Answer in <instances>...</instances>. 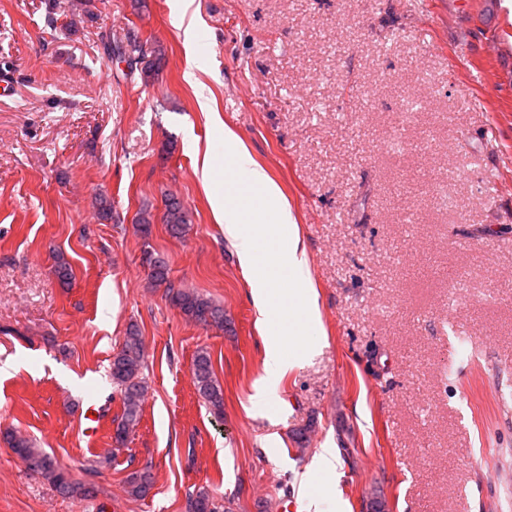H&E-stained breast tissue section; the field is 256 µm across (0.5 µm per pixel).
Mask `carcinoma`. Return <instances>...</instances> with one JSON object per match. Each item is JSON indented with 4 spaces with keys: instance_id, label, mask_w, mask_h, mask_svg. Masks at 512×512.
Masks as SVG:
<instances>
[{
    "instance_id": "cac0c4a2",
    "label": "carcinoma",
    "mask_w": 512,
    "mask_h": 512,
    "mask_svg": "<svg viewBox=\"0 0 512 512\" xmlns=\"http://www.w3.org/2000/svg\"><path fill=\"white\" fill-rule=\"evenodd\" d=\"M125 40L126 44L117 43L112 51L128 55L132 63L140 66L144 76H152L155 72L156 57L151 52L141 55L142 41L135 31H128ZM153 221L154 215L149 206L142 208L135 218L137 231L144 240L142 264L148 270L150 286L164 289L172 306L179 309L189 320L220 330L228 328L230 322L224 314L223 306L197 291L182 288L171 280L166 259L149 244ZM161 221L168 235L178 240L185 238L192 226L188 210L179 200L170 196L164 198ZM144 363L142 336L137 326L132 324L109 366L112 385L121 400V412L112 419V440L119 447L124 445L128 435L141 421L145 393ZM191 374L199 396L208 403L214 414H223L224 390L215 377L211 355L206 349L201 348L197 351L192 360ZM4 439L28 471L50 481L61 493L84 498L96 494L93 485L75 481L54 456L36 447L30 439L14 432L5 434ZM126 484L130 496L144 498L152 490L154 480L150 470L136 469L129 474ZM186 509L187 512H217V506L205 492L189 496Z\"/></svg>"
}]
</instances>
